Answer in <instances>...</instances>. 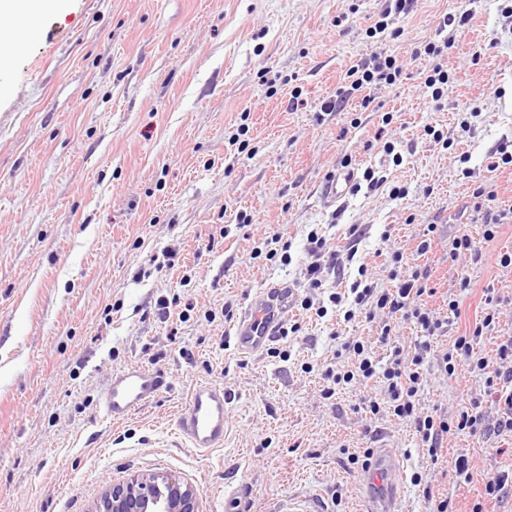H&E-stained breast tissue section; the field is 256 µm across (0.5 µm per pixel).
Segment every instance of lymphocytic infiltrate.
Here are the masks:
<instances>
[{
	"label": "lymphocytic infiltrate",
	"mask_w": 512,
	"mask_h": 512,
	"mask_svg": "<svg viewBox=\"0 0 512 512\" xmlns=\"http://www.w3.org/2000/svg\"><path fill=\"white\" fill-rule=\"evenodd\" d=\"M455 45L454 35H446L440 41L427 42L423 47L429 59L424 85L432 100H441L452 78L445 59L447 51ZM402 67L394 57L376 53L370 59L352 65L346 72L351 90L362 92L361 108H369L372 88L393 85L401 80ZM359 277L353 281L347 293H330L327 304L318 306L317 316L323 317L329 307H344L345 319L362 315L366 319H381V342H389L398 320L413 322L416 339L411 350L393 348L387 362H380L371 347L363 341L349 339L341 348L352 355L353 360L345 369H326L325 376L334 386L345 389L357 383L378 379L381 383L380 395H368L362 400L364 409L370 414H379L388 409L393 417L410 423L430 459H437L445 437L465 433L472 437H483L512 432V338L507 339L498 349L496 361L480 357L474 350L473 340L483 333L494 330L498 313L494 295H487L488 310L483 320L474 327L471 334L456 337L452 347L442 357L440 368L446 376H454L459 369L479 376L486 386V393L498 408L495 422H487L479 402H471L455 419H448L439 407L423 409L420 397L427 385L423 366L432 350L435 337L443 335L445 320L431 315L422 306L420 299L429 291L427 271L406 270L401 251L391 253V267L388 277L391 287L384 288L372 280L366 266H359Z\"/></svg>",
	"instance_id": "lymphocytic-infiltrate-1"
}]
</instances>
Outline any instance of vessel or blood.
<instances>
[{"label":"vessel or blood","mask_w":512,"mask_h":512,"mask_svg":"<svg viewBox=\"0 0 512 512\" xmlns=\"http://www.w3.org/2000/svg\"><path fill=\"white\" fill-rule=\"evenodd\" d=\"M356 184L355 171L345 168L329 176L321 186L326 204L341 202ZM293 291L285 285L270 287L255 297L233 327L232 340L244 355L264 352L279 334L282 315ZM164 379L157 371L132 363L115 374L103 395L102 409L114 421L128 418L161 392ZM229 396L223 385L201 381L193 385L187 403L177 416L176 430L191 448H219L224 444ZM403 472L396 449L378 448L365 473L368 512H398Z\"/></svg>","instance_id":"1"}]
</instances>
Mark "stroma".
<instances>
[{
    "label": "stroma",
    "instance_id": "obj_1",
    "mask_svg": "<svg viewBox=\"0 0 512 512\" xmlns=\"http://www.w3.org/2000/svg\"><path fill=\"white\" fill-rule=\"evenodd\" d=\"M383 5L67 0L61 12L10 18L14 39L0 50V512H92L109 486L155 473L193 485L198 512H224L231 494L237 512H277L290 498L365 512L363 472L347 458L368 448L404 450L401 512L431 508L411 480L417 471L454 512L479 502L499 512L484 484L512 471V434L449 435L435 465L413 429L361 409L374 382L322 394L341 340L371 343L383 360L391 348L378 343V322L303 308L321 298L304 286L314 228L339 255L328 288L347 289L362 262L389 286L395 247L429 272L423 302L434 316L458 300L459 318L425 364L424 408L453 418L479 399L496 420L482 381L446 378L440 357L479 321L488 288L498 323L474 348L492 359L512 336V269L499 264L512 253V165L489 168L512 141V0H416L395 20L398 39L367 37ZM464 12L471 19L448 57L454 78L432 102L413 49L435 38L444 15ZM378 51L402 65L401 81L374 90L367 111L355 95L344 111L325 110L348 68ZM431 126L448 146L434 143ZM380 129L401 165L375 140ZM347 157L389 183L324 205L320 186ZM393 183L407 196L393 197ZM480 185L507 216L490 241L471 209ZM241 211L252 217L243 230ZM464 233L482 262L450 259ZM276 234L291 243L290 264L261 255ZM281 284L293 290L286 318L298 332L261 354L238 353L225 311L241 316ZM132 361L169 385L114 423L101 396ZM209 380L232 401L223 446L199 452L181 445L175 421L193 385ZM461 454L468 483L455 473Z\"/></svg>",
    "mask_w": 512,
    "mask_h": 512
}]
</instances>
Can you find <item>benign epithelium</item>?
<instances>
[{
	"label": "benign epithelium",
	"instance_id": "benign-epithelium-1",
	"mask_svg": "<svg viewBox=\"0 0 512 512\" xmlns=\"http://www.w3.org/2000/svg\"><path fill=\"white\" fill-rule=\"evenodd\" d=\"M93 512H198L197 491L171 474L137 475L108 488Z\"/></svg>",
	"mask_w": 512,
	"mask_h": 512
}]
</instances>
